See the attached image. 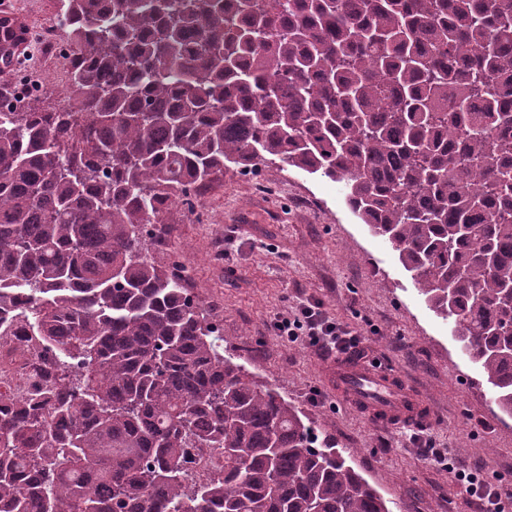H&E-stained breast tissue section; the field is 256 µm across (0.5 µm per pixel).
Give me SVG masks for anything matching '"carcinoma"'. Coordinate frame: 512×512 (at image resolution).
Returning <instances> with one entry per match:
<instances>
[{
    "label": "carcinoma",
    "mask_w": 512,
    "mask_h": 512,
    "mask_svg": "<svg viewBox=\"0 0 512 512\" xmlns=\"http://www.w3.org/2000/svg\"><path fill=\"white\" fill-rule=\"evenodd\" d=\"M59 4L67 105L0 92V337L58 361L0 394V512H390L146 255L267 160L344 183L512 416V0Z\"/></svg>",
    "instance_id": "obj_1"
}]
</instances>
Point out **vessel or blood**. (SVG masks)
I'll return each mask as SVG.
<instances>
[{
	"mask_svg": "<svg viewBox=\"0 0 512 512\" xmlns=\"http://www.w3.org/2000/svg\"><path fill=\"white\" fill-rule=\"evenodd\" d=\"M0 37L6 41L8 62L14 65L27 53L32 29L4 6L0 8ZM329 377L337 401L378 426L415 429L433 420L428 404L398 374L367 369L342 358L331 365Z\"/></svg>",
	"mask_w": 512,
	"mask_h": 512,
	"instance_id": "vessel-or-blood-1",
	"label": "vessel or blood"
}]
</instances>
